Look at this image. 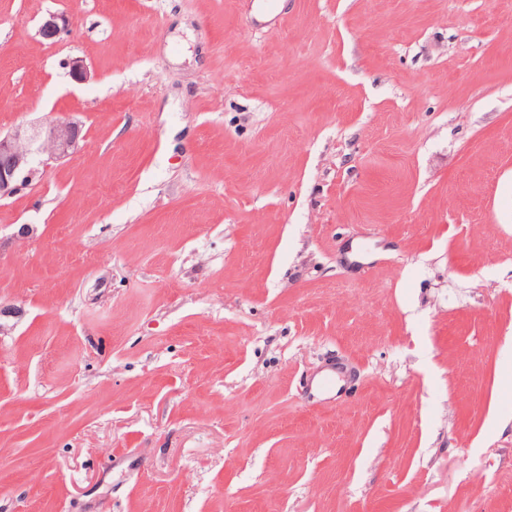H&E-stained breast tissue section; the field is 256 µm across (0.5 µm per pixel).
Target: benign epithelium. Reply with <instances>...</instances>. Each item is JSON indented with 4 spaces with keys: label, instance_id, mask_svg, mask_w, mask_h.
Segmentation results:
<instances>
[{
    "label": "benign epithelium",
    "instance_id": "7a95c632",
    "mask_svg": "<svg viewBox=\"0 0 512 512\" xmlns=\"http://www.w3.org/2000/svg\"><path fill=\"white\" fill-rule=\"evenodd\" d=\"M72 25L69 16L51 13L38 33L55 42ZM83 141L81 125L73 120H52L41 127L18 126L0 134V200L19 195L49 162L77 154Z\"/></svg>",
    "mask_w": 512,
    "mask_h": 512
}]
</instances>
